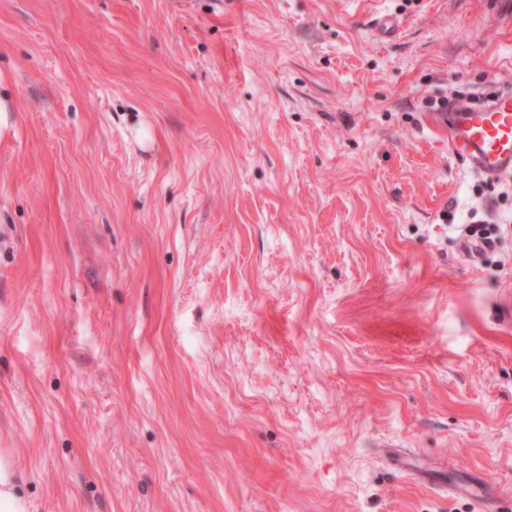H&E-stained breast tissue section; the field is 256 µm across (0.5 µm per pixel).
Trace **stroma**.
<instances>
[{
	"label": "stroma",
	"mask_w": 512,
	"mask_h": 512,
	"mask_svg": "<svg viewBox=\"0 0 512 512\" xmlns=\"http://www.w3.org/2000/svg\"><path fill=\"white\" fill-rule=\"evenodd\" d=\"M511 90L512 0H0V452L30 512L512 490V178L432 118Z\"/></svg>",
	"instance_id": "1"
}]
</instances>
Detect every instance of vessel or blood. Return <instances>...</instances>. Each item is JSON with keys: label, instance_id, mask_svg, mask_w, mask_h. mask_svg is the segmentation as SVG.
<instances>
[{"label": "vessel or blood", "instance_id": "vessel-or-blood-1", "mask_svg": "<svg viewBox=\"0 0 512 512\" xmlns=\"http://www.w3.org/2000/svg\"><path fill=\"white\" fill-rule=\"evenodd\" d=\"M435 121L447 127L450 149L473 169L491 178L512 174V93L436 113Z\"/></svg>", "mask_w": 512, "mask_h": 512}]
</instances>
